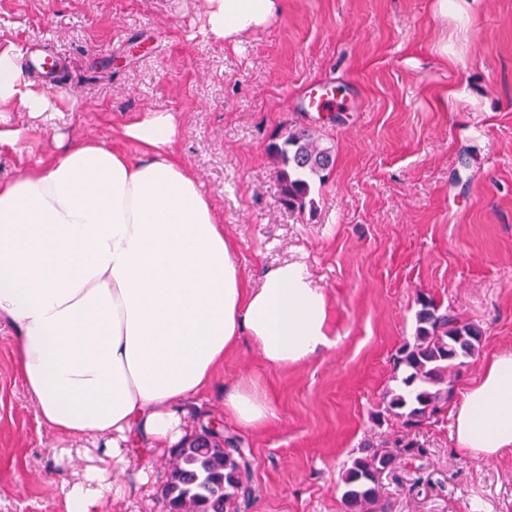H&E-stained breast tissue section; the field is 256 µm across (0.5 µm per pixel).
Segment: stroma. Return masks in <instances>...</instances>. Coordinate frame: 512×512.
Wrapping results in <instances>:
<instances>
[{
    "instance_id": "stroma-1",
    "label": "stroma",
    "mask_w": 512,
    "mask_h": 512,
    "mask_svg": "<svg viewBox=\"0 0 512 512\" xmlns=\"http://www.w3.org/2000/svg\"><path fill=\"white\" fill-rule=\"evenodd\" d=\"M42 50L58 73L56 109L8 113L33 155L57 135L111 140L130 118L173 113L177 151L200 178L241 274L303 264L328 296L331 348L288 368L242 341L208 393L186 405L189 433L221 420L250 462L235 512H344L343 471L364 447L405 430L375 422L397 388L393 356L416 328L419 297L479 325L455 368V401L491 355L512 351V0H280L275 18L234 44L212 36L205 0H0V50ZM340 86V120L301 107L311 85ZM333 149L312 206L281 201L267 152L288 125ZM262 382L277 417L252 429L224 416L240 378ZM419 458L380 477L387 512H512V454L460 453L451 416L414 434ZM60 442L39 424L0 322V512H63Z\"/></svg>"
}]
</instances>
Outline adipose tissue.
<instances>
[{
  "label": "adipose tissue",
  "mask_w": 512,
  "mask_h": 512,
  "mask_svg": "<svg viewBox=\"0 0 512 512\" xmlns=\"http://www.w3.org/2000/svg\"><path fill=\"white\" fill-rule=\"evenodd\" d=\"M279 0H206L217 38L265 27ZM13 50L0 51V148H23L7 112L53 111ZM130 156L82 139L0 179V319L15 332L17 365L37 420L57 433L59 456L101 449L98 462L62 473L64 512L148 493L150 457L185 436V404L248 338L285 368L329 347L328 297L302 265L268 269L246 286L237 244L173 145V113L123 125ZM460 452L512 453V351L487 358L455 408ZM224 415L261 428L276 417L264 388L244 378Z\"/></svg>",
  "instance_id": "1"
}]
</instances>
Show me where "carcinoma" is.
Returning <instances> with one entry per match:
<instances>
[{
    "mask_svg": "<svg viewBox=\"0 0 512 512\" xmlns=\"http://www.w3.org/2000/svg\"><path fill=\"white\" fill-rule=\"evenodd\" d=\"M278 164L283 202L302 210L314 181H324L332 162V147L320 144L305 126L291 125L268 145ZM413 341L398 351L396 367L403 368L401 387L386 395L384 411L413 429L441 413L454 398L451 371L457 361L475 355L482 330L449 308L429 298L419 299ZM395 455L380 448L367 449L345 470L342 499L346 512H376L380 507L379 476ZM249 461L239 448H226L211 439L201 443L194 435L173 451L164 486L168 512H224L239 496L248 498Z\"/></svg>",
    "mask_w": 512,
    "mask_h": 512,
    "instance_id": "obj_1",
    "label": "carcinoma"
}]
</instances>
